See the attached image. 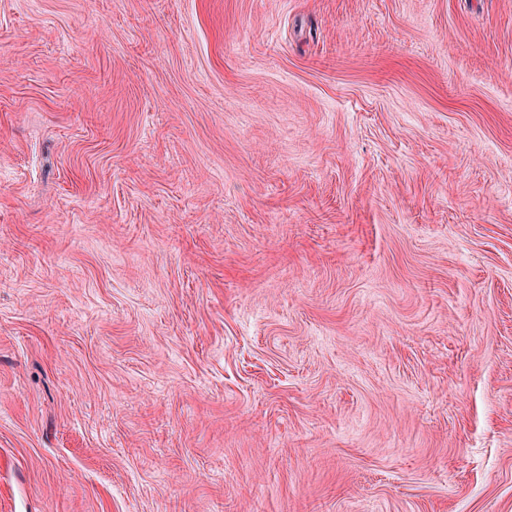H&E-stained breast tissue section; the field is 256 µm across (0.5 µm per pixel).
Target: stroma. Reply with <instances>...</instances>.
<instances>
[{"label":"stroma","mask_w":512,"mask_h":512,"mask_svg":"<svg viewBox=\"0 0 512 512\" xmlns=\"http://www.w3.org/2000/svg\"><path fill=\"white\" fill-rule=\"evenodd\" d=\"M0 512H512V0H0Z\"/></svg>","instance_id":"stroma-1"}]
</instances>
